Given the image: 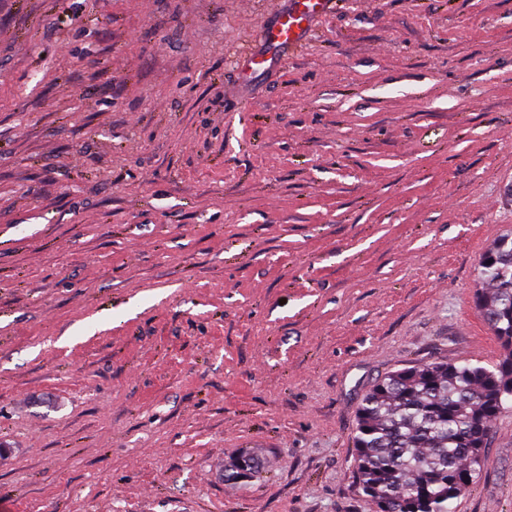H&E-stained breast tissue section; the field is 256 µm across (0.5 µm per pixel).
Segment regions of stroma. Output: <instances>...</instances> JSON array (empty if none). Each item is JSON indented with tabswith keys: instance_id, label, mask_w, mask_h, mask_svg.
Masks as SVG:
<instances>
[{
	"instance_id": "obj_1",
	"label": "stroma",
	"mask_w": 512,
	"mask_h": 512,
	"mask_svg": "<svg viewBox=\"0 0 512 512\" xmlns=\"http://www.w3.org/2000/svg\"><path fill=\"white\" fill-rule=\"evenodd\" d=\"M292 2L0 0V512H372L364 392L499 360L512 0H332L245 76ZM454 512H512V404Z\"/></svg>"
}]
</instances>
